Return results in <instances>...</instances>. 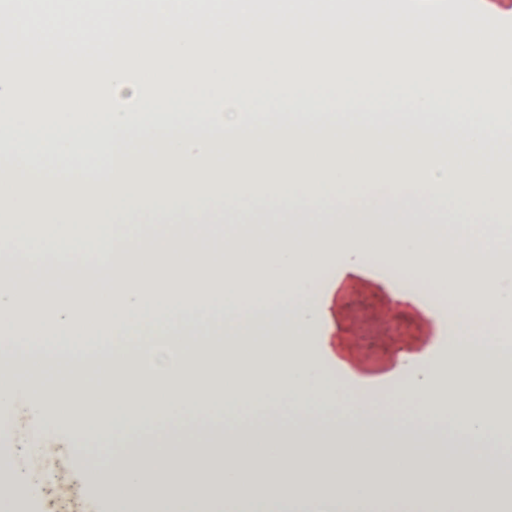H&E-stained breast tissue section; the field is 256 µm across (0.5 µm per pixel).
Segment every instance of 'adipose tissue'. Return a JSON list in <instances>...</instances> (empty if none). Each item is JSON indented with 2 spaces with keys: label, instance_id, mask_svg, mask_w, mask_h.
I'll use <instances>...</instances> for the list:
<instances>
[{
  "label": "adipose tissue",
  "instance_id": "obj_1",
  "mask_svg": "<svg viewBox=\"0 0 512 512\" xmlns=\"http://www.w3.org/2000/svg\"><path fill=\"white\" fill-rule=\"evenodd\" d=\"M378 91L397 109L378 115L395 131H431L432 112L448 94H464L469 110L456 132L512 131V63L492 29L469 16L432 27L414 12L378 14ZM422 187L435 200L492 209L489 224H413L408 198H372L357 213L346 199L364 185ZM277 197L288 221L223 231L204 225L198 272L178 282H149L106 267L94 278L66 274L36 239L22 248L0 282V411H17L23 393L15 366L57 372L26 413L45 404L84 416L87 434L103 439L100 422H130L173 406L199 409L223 400L221 429L191 437L193 453L160 447L136 454L121 472L91 465L81 485L124 512H216L253 488L268 503L296 506L305 486L323 512H512V477L479 463L476 447L512 446V172L472 152L227 151L211 172L205 201L241 209ZM335 199L317 223L297 199ZM399 274L419 272L439 287L454 285L458 327L446 339L419 336L394 347L379 367L361 355L343 315L351 283L365 279L367 243ZM336 263V281L320 304L311 301L314 270ZM97 320L109 349L90 366L72 364L52 345L32 342L69 334ZM322 329V347L361 385L395 378L415 412H386L371 394L344 404L325 386L308 350ZM285 401L287 415L243 427L236 409ZM447 452H438L440 442Z\"/></svg>",
  "mask_w": 512,
  "mask_h": 512
}]
</instances>
